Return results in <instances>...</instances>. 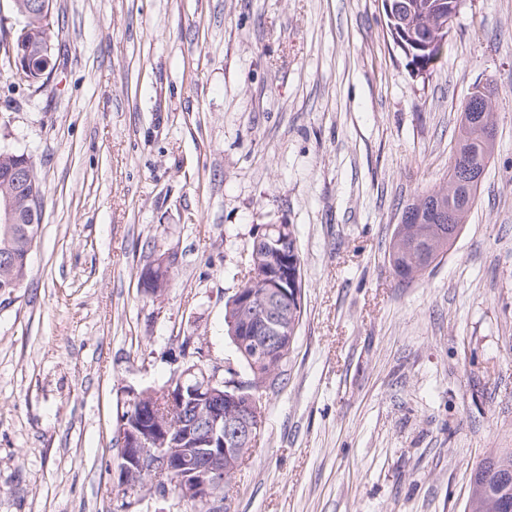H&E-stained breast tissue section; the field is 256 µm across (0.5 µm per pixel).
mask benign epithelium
<instances>
[{
	"label": "benign epithelium",
	"instance_id": "obj_1",
	"mask_svg": "<svg viewBox=\"0 0 512 512\" xmlns=\"http://www.w3.org/2000/svg\"><path fill=\"white\" fill-rule=\"evenodd\" d=\"M16 13L25 23L24 32H33L32 42H18L8 48L11 62L27 72L40 71L46 75L51 66L48 56L49 31L52 27L53 3L49 0H30L25 6L13 4ZM460 7L458 0H450L430 22L419 27L412 24L392 39L405 53L412 71L424 74L412 48L441 55L448 38V28ZM484 113L476 121L479 135L488 146L494 143L492 126L486 113L492 103L483 101ZM32 179V171L26 165L11 166L4 170V185L22 187ZM480 177L467 171L448 182V196L454 197L456 189L465 185L472 190ZM19 205L13 193L4 194L0 204V221L14 224L18 220ZM434 213L442 224H454L459 220V211L441 201L434 204ZM260 278L266 281L265 291L258 296L243 293L238 289L237 297L243 302L242 311L229 324V335L240 336L242 345H247L246 336L254 337L258 347L255 355L268 361L269 352H284L288 349L290 297L283 285L297 284L298 273L288 268V259L280 251L269 257V264ZM194 369L185 368L174 376L179 391L170 394L171 403H182L186 398L200 402L193 416L177 426L163 421L152 423L151 406L147 404L153 392H132L128 403L137 408L139 424L134 435L121 439L119 487L127 505L139 504L147 498L166 499L170 495L165 477L173 474L177 480L178 498L186 503H203L212 512H221L224 507V478L232 475L243 463L248 446L258 438L262 417L259 414L257 393L269 386L277 369L254 381L232 375L223 381L218 372L197 383L185 384L186 377Z\"/></svg>",
	"mask_w": 512,
	"mask_h": 512
}]
</instances>
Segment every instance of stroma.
I'll list each match as a JSON object with an SVG mask.
<instances>
[{
    "label": "stroma",
    "mask_w": 512,
    "mask_h": 512,
    "mask_svg": "<svg viewBox=\"0 0 512 512\" xmlns=\"http://www.w3.org/2000/svg\"><path fill=\"white\" fill-rule=\"evenodd\" d=\"M36 92L5 54L0 145L43 186L29 276L0 304V512L123 508L117 417L201 352L266 224H290L303 316L230 512H464L512 448V0H461L440 59L407 66L379 0H56ZM490 86L495 150L462 231L412 281L388 253ZM174 256L164 296L141 269Z\"/></svg>",
    "instance_id": "1"
}]
</instances>
